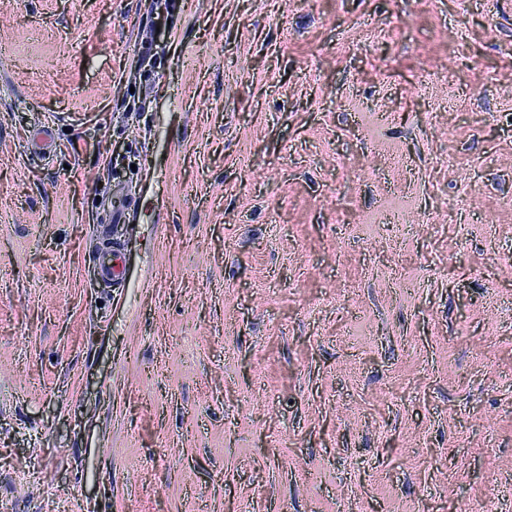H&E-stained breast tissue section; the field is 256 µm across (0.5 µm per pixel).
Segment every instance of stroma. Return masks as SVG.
Here are the masks:
<instances>
[{
    "mask_svg": "<svg viewBox=\"0 0 512 512\" xmlns=\"http://www.w3.org/2000/svg\"><path fill=\"white\" fill-rule=\"evenodd\" d=\"M61 499L512 512V0H0V505ZM126 257L120 251H111L100 257V271L102 277L112 283H119L124 274Z\"/></svg>",
    "mask_w": 512,
    "mask_h": 512,
    "instance_id": "obj_1",
    "label": "stroma"
}]
</instances>
